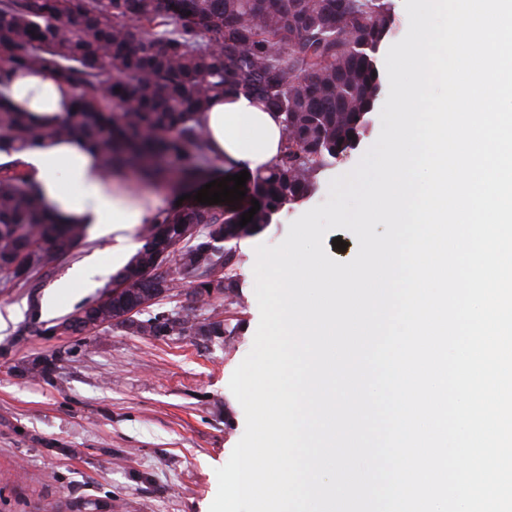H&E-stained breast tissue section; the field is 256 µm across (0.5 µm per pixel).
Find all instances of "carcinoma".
<instances>
[{
	"label": "carcinoma",
	"instance_id": "obj_1",
	"mask_svg": "<svg viewBox=\"0 0 512 512\" xmlns=\"http://www.w3.org/2000/svg\"><path fill=\"white\" fill-rule=\"evenodd\" d=\"M394 30L393 0H0V86L18 70L51 67L76 107L70 119L43 129L0 94V151L31 149L47 136L74 138L96 151L105 179L122 170L165 179L163 162L175 158L180 185H205L216 158L202 113L229 93L264 104L286 137L272 169L250 176L238 201L191 202L156 216L113 276L129 288L169 293L189 284L233 304L234 252L222 242L262 232L358 149L382 94L379 51ZM253 199L260 209L241 227ZM85 235L84 225L56 220L17 165H0V272L8 281L25 284L53 268ZM173 241L178 261L159 259V247ZM111 293L65 319L81 325L72 334L120 325L224 335V321L204 322L193 309L125 318Z\"/></svg>",
	"mask_w": 512,
	"mask_h": 512
}]
</instances>
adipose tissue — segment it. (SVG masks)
<instances>
[{"label":"adipose tissue","instance_id":"obj_1","mask_svg":"<svg viewBox=\"0 0 512 512\" xmlns=\"http://www.w3.org/2000/svg\"><path fill=\"white\" fill-rule=\"evenodd\" d=\"M0 92L43 128L55 126L74 110L71 90L44 68L15 73ZM204 121L212 153L226 170L263 174L277 161L284 142L280 120L256 100L242 94L217 96ZM14 162L39 184L61 221L94 224L114 234L154 218L149 196H134L103 181L94 150L83 142L47 138L32 150L0 152V164Z\"/></svg>","mask_w":512,"mask_h":512}]
</instances>
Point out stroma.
<instances>
[{"label": "stroma", "instance_id": "1", "mask_svg": "<svg viewBox=\"0 0 512 512\" xmlns=\"http://www.w3.org/2000/svg\"><path fill=\"white\" fill-rule=\"evenodd\" d=\"M321 181L308 201L285 206L261 234L235 248L231 273L242 297L200 298L193 289L160 301L173 313L219 312L222 336L51 333L112 285V261H128L139 227L123 240L88 228L72 255L24 285L0 282V512H209L216 468L245 430L229 389L260 320L255 248L279 244L289 225L324 203ZM52 358L48 377L22 364Z\"/></svg>", "mask_w": 512, "mask_h": 512}]
</instances>
